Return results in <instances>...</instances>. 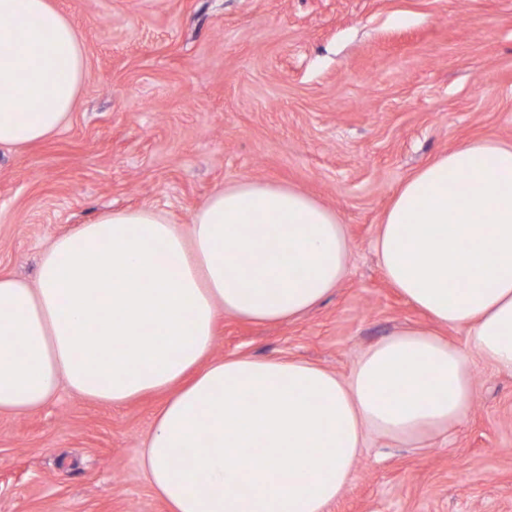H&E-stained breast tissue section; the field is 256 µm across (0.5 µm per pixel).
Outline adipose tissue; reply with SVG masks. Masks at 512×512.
Segmentation results:
<instances>
[{
	"label": "adipose tissue",
	"instance_id": "1",
	"mask_svg": "<svg viewBox=\"0 0 512 512\" xmlns=\"http://www.w3.org/2000/svg\"><path fill=\"white\" fill-rule=\"evenodd\" d=\"M88 72L50 0H0V147L51 138ZM385 277L432 322L369 347L343 379L293 359H211L220 316L297 319L341 282L350 242L335 211L244 179L189 231L122 209L57 237L35 283L0 275V412L60 386L123 405L164 394L143 465L170 512H324L352 483L372 428L404 441L464 417L474 360L512 374V145L477 140L406 179L376 239ZM469 329L467 348L442 327Z\"/></svg>",
	"mask_w": 512,
	"mask_h": 512
}]
</instances>
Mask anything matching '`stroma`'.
I'll return each mask as SVG.
<instances>
[{
  "instance_id": "stroma-1",
  "label": "stroma",
  "mask_w": 512,
  "mask_h": 512,
  "mask_svg": "<svg viewBox=\"0 0 512 512\" xmlns=\"http://www.w3.org/2000/svg\"><path fill=\"white\" fill-rule=\"evenodd\" d=\"M88 75L68 125L0 148V273L34 281L56 236L110 210L187 226L251 178L336 211L345 278L305 316H223L211 356L304 360L348 376L395 330L431 321L388 283L374 241L394 193L462 144H512V0H51ZM476 395L447 434H368L326 512H512V375L475 363ZM163 401L69 390L0 413V512H168L141 464Z\"/></svg>"
}]
</instances>
